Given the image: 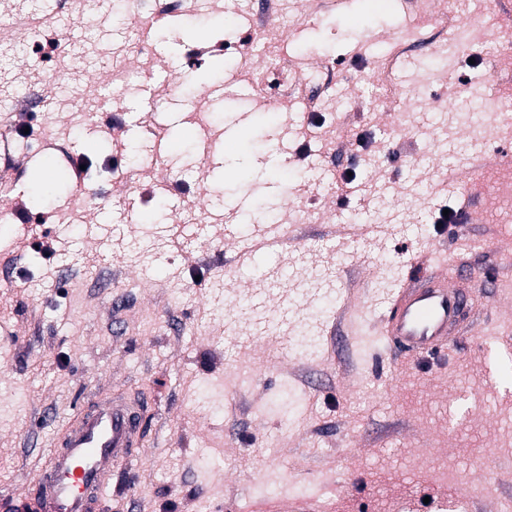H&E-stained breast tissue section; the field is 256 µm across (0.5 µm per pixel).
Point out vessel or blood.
<instances>
[{
  "mask_svg": "<svg viewBox=\"0 0 512 512\" xmlns=\"http://www.w3.org/2000/svg\"><path fill=\"white\" fill-rule=\"evenodd\" d=\"M472 188L469 178L450 184L462 200L458 223L478 218ZM475 280L474 273L454 261L423 268L393 293L387 310L375 321L377 335L389 350L414 358L450 354L463 337L476 333ZM148 410L143 396L123 391L88 402L33 487L0 500V512H94L118 463L141 447Z\"/></svg>",
  "mask_w": 512,
  "mask_h": 512,
  "instance_id": "1",
  "label": "vessel or blood"
}]
</instances>
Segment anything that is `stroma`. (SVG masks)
<instances>
[{"label":"stroma","mask_w":512,"mask_h":512,"mask_svg":"<svg viewBox=\"0 0 512 512\" xmlns=\"http://www.w3.org/2000/svg\"><path fill=\"white\" fill-rule=\"evenodd\" d=\"M385 2L356 0L344 17L322 0H224L172 28L141 25L131 0H0V48L12 50L0 130H27L0 141V170L18 169L0 190V498L34 483L82 402L121 389L144 394L151 415L98 512H278L325 482L338 491L322 512H456L445 489L472 481L469 508L512 512V365L490 374L480 337L512 335V223L435 222L461 205L449 179L497 173L512 155V123L492 115L477 154H461L453 111L482 77L512 99V70L495 66L512 56V0L472 23L443 73L407 64L429 51L437 0L411 5L412 35ZM253 24L269 27L258 57ZM37 26L53 46L28 44ZM216 69L252 95L213 98ZM244 114L262 148L228 147ZM113 124L129 156L118 167ZM285 131L290 170L277 164ZM48 157L57 175L39 194ZM349 167L363 190L342 205ZM246 195L237 236L219 234L216 213ZM126 197L138 223L118 222ZM21 203L38 227L19 223ZM266 210L296 225L294 240L256 271L226 272ZM45 233L55 255L35 247ZM426 253L499 280L481 285L477 335L423 369L387 351L373 321ZM306 332L317 353L290 355Z\"/></svg>","instance_id":"obj_1"}]
</instances>
